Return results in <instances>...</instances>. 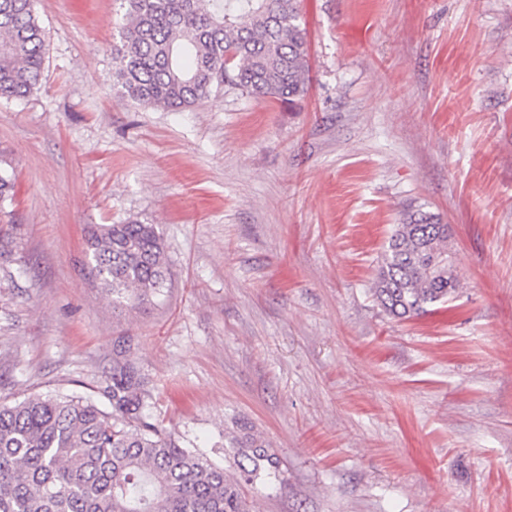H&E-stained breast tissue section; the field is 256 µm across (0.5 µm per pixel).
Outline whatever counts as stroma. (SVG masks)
<instances>
[{
    "instance_id": "obj_1",
    "label": "stroma",
    "mask_w": 512,
    "mask_h": 512,
    "mask_svg": "<svg viewBox=\"0 0 512 512\" xmlns=\"http://www.w3.org/2000/svg\"><path fill=\"white\" fill-rule=\"evenodd\" d=\"M118 0H38L46 69L0 99V400L153 417L214 462L244 424L282 461L249 512H512V0H301L309 80L189 112L112 89ZM450 228L461 286L408 319L373 293L396 224ZM156 225L170 281L129 310L86 228Z\"/></svg>"
}]
</instances>
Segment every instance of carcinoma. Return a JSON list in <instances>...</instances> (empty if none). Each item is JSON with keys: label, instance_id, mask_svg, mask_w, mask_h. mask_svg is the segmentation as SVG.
<instances>
[{"label": "carcinoma", "instance_id": "carcinoma-1", "mask_svg": "<svg viewBox=\"0 0 512 512\" xmlns=\"http://www.w3.org/2000/svg\"><path fill=\"white\" fill-rule=\"evenodd\" d=\"M37 0H0V99L23 102L40 84L46 31ZM299 0H119L113 90L122 99L187 112L224 84L291 101L304 93L306 28ZM0 169V214L13 200ZM449 227L418 210L396 225L374 282L385 310L410 318L458 288ZM91 277L112 304L136 309L163 295L168 256L156 225L92 224ZM216 464L153 422L149 394L128 363L112 370V410L89 397L0 401V512H247L240 487L279 480L280 459L242 425Z\"/></svg>", "mask_w": 512, "mask_h": 512}]
</instances>
